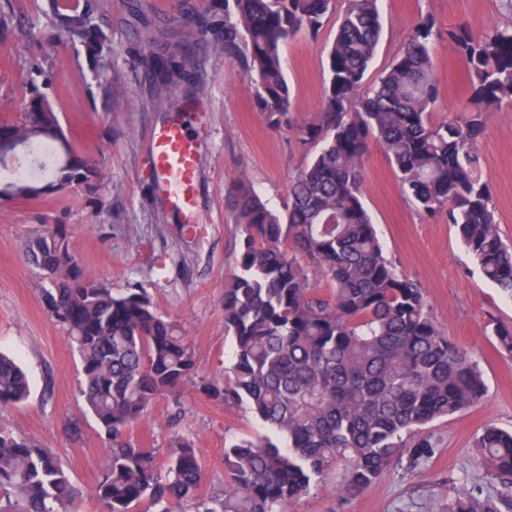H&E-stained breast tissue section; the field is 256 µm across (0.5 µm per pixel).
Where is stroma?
<instances>
[{"label": "stroma", "mask_w": 512, "mask_h": 512, "mask_svg": "<svg viewBox=\"0 0 512 512\" xmlns=\"http://www.w3.org/2000/svg\"><path fill=\"white\" fill-rule=\"evenodd\" d=\"M101 2L109 48L96 74L79 42L50 37L48 0H10L11 15L0 25V121L22 119L33 67L52 71L51 94L64 130L77 149L97 158L110 182L95 194L73 189L34 201H0V351L19 359L31 384L27 401L0 408V427L58 458L81 494L79 512H98L92 492L107 446L79 390V355L45 309L49 283L28 262L26 239L44 225H66L73 251L90 272L114 289L136 282L153 296L189 343L198 378L208 380L223 371L232 352L224 331V275L241 230L227 205L228 192L244 177L283 210L289 181L312 152L293 134L267 125L253 106L251 81L224 54L195 53L185 76L172 82L148 69L149 50L139 38L143 25L176 32L221 0ZM380 10L384 30L365 77L369 84L399 54L418 15L432 16L443 30L464 23L476 30L512 25L505 0H380ZM336 28V17H329L318 36L299 34L283 48L297 119H312L321 110L326 47ZM432 55L436 111L458 115L467 101L464 64L444 37L435 40ZM160 99L167 108H157ZM172 116L199 143L193 234L183 229L186 217L168 211L151 179L150 143ZM478 150L500 233L510 243L512 108L488 115ZM363 194L388 257L423 288L438 326L478 359L487 395L431 426L439 451L425 468L410 472L396 465L367 490L344 497L336 466L290 512H445L464 488L492 483L474 446L484 425L512 429V355L499 349L492 334L494 324H512V302L483 279L445 218L418 214L376 147L364 159ZM264 432L246 404L209 400L190 385L159 397L127 436L161 459L177 439H189L204 472L197 495L206 500L224 492L225 442Z\"/></svg>", "instance_id": "35a3bbf8"}]
</instances>
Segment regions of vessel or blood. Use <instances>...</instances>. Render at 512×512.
Returning a JSON list of instances; mask_svg holds the SVG:
<instances>
[{"mask_svg": "<svg viewBox=\"0 0 512 512\" xmlns=\"http://www.w3.org/2000/svg\"><path fill=\"white\" fill-rule=\"evenodd\" d=\"M154 180L169 211L190 212L195 198L199 145L178 120L160 126L151 147Z\"/></svg>", "mask_w": 512, "mask_h": 512, "instance_id": "vessel-or-blood-1", "label": "vessel or blood"}]
</instances>
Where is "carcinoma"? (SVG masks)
Here are the masks:
<instances>
[{"mask_svg": "<svg viewBox=\"0 0 512 512\" xmlns=\"http://www.w3.org/2000/svg\"><path fill=\"white\" fill-rule=\"evenodd\" d=\"M378 2L346 0L327 56L321 112L303 122L282 50L300 33L317 36L335 0H224L175 41L165 28L145 33L146 42L163 46L154 61L161 75L184 70L197 50L242 62L268 126L294 131L316 148L291 180L284 213L244 178L228 194L241 227L224 288L233 357L198 390L214 401H246L269 434L224 444V496L195 512H288L335 462L342 464L341 491L352 494L404 458L407 469L418 470L438 451L426 426L485 397L477 362L433 320L421 286L385 255L363 200V166L371 146L382 148L421 216H446L484 279L512 300V246L499 231L477 152L488 114L512 106V26L443 32L422 15L367 87L383 31ZM48 18L52 36L68 34L98 62L107 38L93 3L63 12L50 0ZM220 30L224 38L207 39ZM444 35L465 62L469 97L462 115L439 118L431 51ZM0 139L35 141L58 157L45 184L28 171L7 180L19 200L104 184L43 93L25 105L21 121L0 123ZM25 255L52 284L46 309L78 351L82 396L108 440L94 489L101 512H143L146 505L174 512L203 481L194 446L179 440L160 463L154 449L125 434L158 397L193 382L186 338L140 284L114 290L90 273L72 251L66 225L49 224L28 238ZM28 395L25 372L0 354V407ZM476 447L496 490H468L448 512H512V431L488 424ZM0 512H77L55 457L1 429Z\"/></svg>", "mask_w": 512, "mask_h": 512, "instance_id": "cac0c4a2", "label": "carcinoma"}]
</instances>
